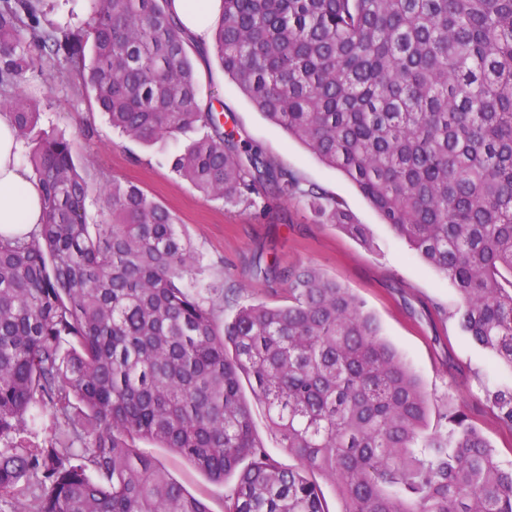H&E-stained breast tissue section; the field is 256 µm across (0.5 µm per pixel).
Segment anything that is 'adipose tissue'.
Segmentation results:
<instances>
[{"instance_id":"ef3b65f1","label":"adipose tissue","mask_w":512,"mask_h":512,"mask_svg":"<svg viewBox=\"0 0 512 512\" xmlns=\"http://www.w3.org/2000/svg\"><path fill=\"white\" fill-rule=\"evenodd\" d=\"M171 12L201 47H208L218 0H171ZM22 143L8 113H0V237L27 239L46 221L43 190L21 160Z\"/></svg>"}]
</instances>
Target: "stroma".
<instances>
[{
	"mask_svg": "<svg viewBox=\"0 0 512 512\" xmlns=\"http://www.w3.org/2000/svg\"><path fill=\"white\" fill-rule=\"evenodd\" d=\"M90 16L91 0H40V25L45 29L73 30ZM194 66L202 98L223 104L225 129L248 138L305 183L342 201L355 223L366 228L368 243L322 222L298 203L272 205L261 213L204 200L189 182L171 173L164 153L113 133L65 58L27 74L20 85L0 86V111H8L15 99L31 100L42 128L76 136L80 161L99 186L133 183L167 208L203 260L199 286L204 296L222 308L224 317H232L244 304H286L284 273L301 266L349 288L375 314L385 339L419 376L431 397V417L445 412L449 403L465 405L499 461L512 462V432L492 418L482 391L486 384L511 387L512 368L470 341L452 318L458 296L450 280L417 257L342 173L257 112L216 60L198 59ZM259 254L277 260L282 278L254 282L252 261ZM137 448L190 493L204 498L211 512H224V498L232 493L236 475L217 484L171 449L143 440Z\"/></svg>",
	"mask_w": 512,
	"mask_h": 512,
	"instance_id": "1",
	"label": "stroma"
}]
</instances>
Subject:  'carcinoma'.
Returning <instances> with one entry per match:
<instances>
[{"mask_svg": "<svg viewBox=\"0 0 512 512\" xmlns=\"http://www.w3.org/2000/svg\"><path fill=\"white\" fill-rule=\"evenodd\" d=\"M168 0H93L76 32L36 27L38 0H0V83L64 55L112 130L180 145L170 171L205 200H305L348 235L366 230L318 187L204 108L187 34ZM212 48L258 112L346 176L384 223L451 280L462 330L512 366V0H222ZM91 64H86V53ZM46 223L0 239V502L8 512H211L138 440L212 482L239 472L224 512H512V463L429 398L352 291L310 267L288 304L221 321L200 257L135 185H95L74 137L11 106ZM108 218L86 220L92 192ZM247 378L281 447L265 448ZM512 429V388L488 389ZM49 413L61 432L25 433ZM250 464L239 469L240 463ZM243 390L244 393L252 405V417L254 421V425L256 431L260 438L262 439L265 447L268 451L274 455L278 460L284 465H295L296 461L293 457L288 455V452L284 450V448H280L279 441L277 436L271 430L268 421L267 411L263 406L256 404L254 402L253 396L251 394L249 384L243 380Z\"/></svg>", "mask_w": 512, "mask_h": 512, "instance_id": "1", "label": "carcinoma"}]
</instances>
